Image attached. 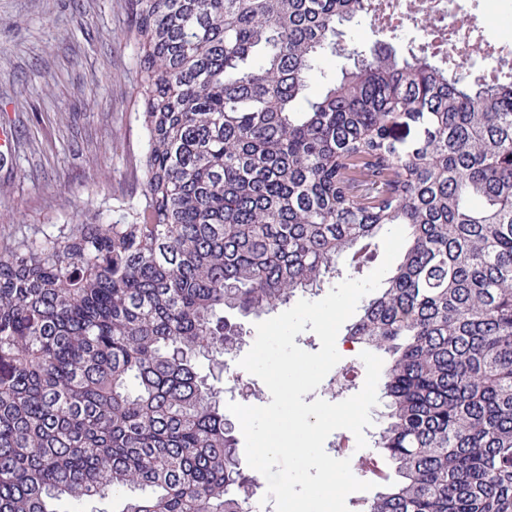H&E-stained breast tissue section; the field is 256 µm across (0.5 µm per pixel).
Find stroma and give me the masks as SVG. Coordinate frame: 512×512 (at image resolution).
Returning <instances> with one entry per match:
<instances>
[{
    "label": "stroma",
    "mask_w": 512,
    "mask_h": 512,
    "mask_svg": "<svg viewBox=\"0 0 512 512\" xmlns=\"http://www.w3.org/2000/svg\"><path fill=\"white\" fill-rule=\"evenodd\" d=\"M129 0H0V253L140 195Z\"/></svg>",
    "instance_id": "1"
}]
</instances>
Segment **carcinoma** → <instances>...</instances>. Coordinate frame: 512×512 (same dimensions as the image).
<instances>
[{"instance_id":"obj_1","label":"carcinoma","mask_w":512,"mask_h":512,"mask_svg":"<svg viewBox=\"0 0 512 512\" xmlns=\"http://www.w3.org/2000/svg\"><path fill=\"white\" fill-rule=\"evenodd\" d=\"M132 6L139 198L0 254V512L143 485L121 512H253L200 360L227 366L231 315L362 272L389 225L402 261L344 328L389 356L397 479L366 512H512V72L338 48L384 0ZM343 59L341 58H328L324 61L321 69L315 71L309 79V92L310 95L314 96L319 94L326 84L325 76L328 77L336 71V76L339 72V65Z\"/></svg>"}]
</instances>
